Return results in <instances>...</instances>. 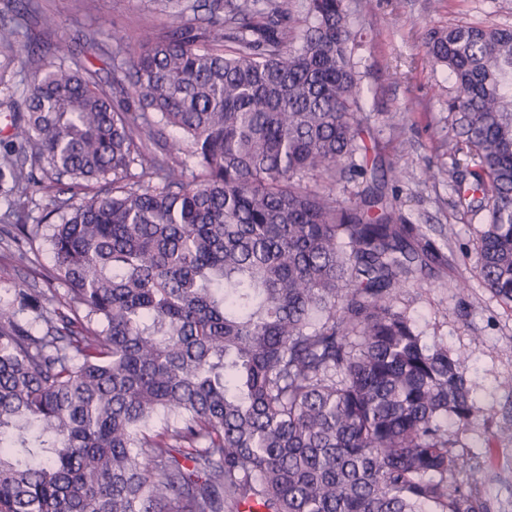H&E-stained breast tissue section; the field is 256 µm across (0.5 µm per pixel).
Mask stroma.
<instances>
[{"label":"stroma","instance_id":"35a3bbf8","mask_svg":"<svg viewBox=\"0 0 512 512\" xmlns=\"http://www.w3.org/2000/svg\"><path fill=\"white\" fill-rule=\"evenodd\" d=\"M32 10L54 24L32 29L42 63L55 61L58 44H69L76 60L111 85L109 56L118 45L138 46L145 31L164 32L166 14L156 0H30ZM353 28L363 37L354 52L360 72L364 123L357 161L367 171L333 186L350 203L366 180H376L394 200L405 223L415 225L448 256L397 294L393 308L409 318L424 343L439 344L465 367L477 407L466 427L449 426L456 450L479 460L470 475L490 512H512V304L494 297L476 270L486 211L458 203L453 182L465 155L450 158L448 142L459 131L448 109L456 87L446 68L432 64L425 41L430 32L463 25L512 28V0H347ZM94 33L98 46L85 50L79 33ZM56 198L37 197L26 221L28 236L14 243L13 226L0 223V297L14 289L64 293L49 279L53 255L37 232ZM24 263L13 258L16 247Z\"/></svg>","mask_w":512,"mask_h":512}]
</instances>
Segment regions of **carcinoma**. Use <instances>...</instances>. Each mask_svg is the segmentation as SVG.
Instances as JSON below:
<instances>
[{
  "instance_id": "1",
  "label": "carcinoma",
  "mask_w": 512,
  "mask_h": 512,
  "mask_svg": "<svg viewBox=\"0 0 512 512\" xmlns=\"http://www.w3.org/2000/svg\"><path fill=\"white\" fill-rule=\"evenodd\" d=\"M162 2L117 104L14 51L39 16L0 5V106L35 66L0 137L12 216L62 177L100 185L42 233L65 300L0 303V512H488L448 435L476 411L461 361L393 309L441 257L378 193L328 190L364 174L344 0H309L297 49L282 0H202L204 29ZM426 48L473 162L458 202L489 213L478 277L511 304L512 29Z\"/></svg>"
}]
</instances>
